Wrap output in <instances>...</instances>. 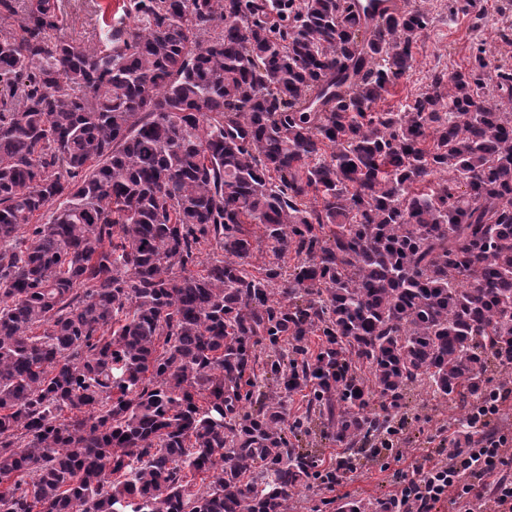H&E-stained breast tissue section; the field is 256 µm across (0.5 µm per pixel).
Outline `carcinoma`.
Returning a JSON list of instances; mask_svg holds the SVG:
<instances>
[{
    "mask_svg": "<svg viewBox=\"0 0 512 512\" xmlns=\"http://www.w3.org/2000/svg\"><path fill=\"white\" fill-rule=\"evenodd\" d=\"M123 4L81 46L60 0H0V512H288L313 416L373 454L417 388L466 414L512 378V107L481 99L512 65L376 112L425 0L370 32L345 0Z\"/></svg>",
    "mask_w": 512,
    "mask_h": 512,
    "instance_id": "carcinoma-1",
    "label": "carcinoma"
}]
</instances>
